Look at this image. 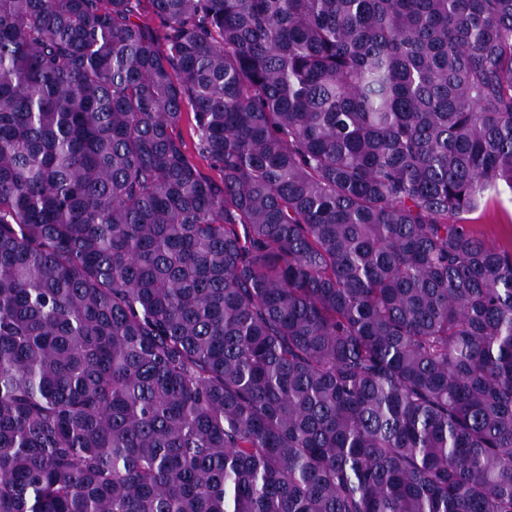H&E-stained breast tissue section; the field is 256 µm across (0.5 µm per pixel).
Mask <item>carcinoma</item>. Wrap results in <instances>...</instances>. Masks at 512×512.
I'll list each match as a JSON object with an SVG mask.
<instances>
[{
    "label": "carcinoma",
    "mask_w": 512,
    "mask_h": 512,
    "mask_svg": "<svg viewBox=\"0 0 512 512\" xmlns=\"http://www.w3.org/2000/svg\"><path fill=\"white\" fill-rule=\"evenodd\" d=\"M500 186L512 0H0V512H512ZM465 217L469 218L466 224H472L486 241L502 246L512 244V193L507 188L488 192L486 208Z\"/></svg>",
    "instance_id": "carcinoma-1"
}]
</instances>
